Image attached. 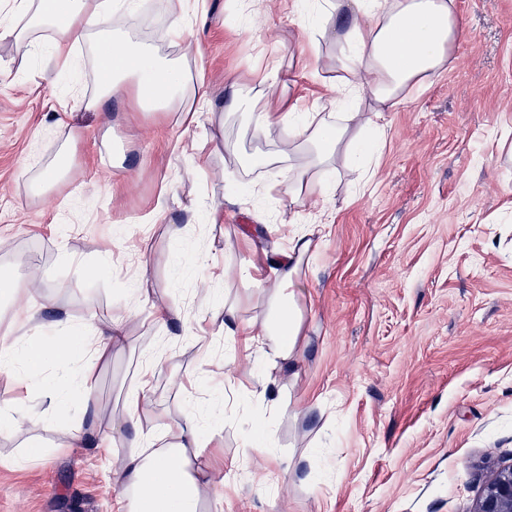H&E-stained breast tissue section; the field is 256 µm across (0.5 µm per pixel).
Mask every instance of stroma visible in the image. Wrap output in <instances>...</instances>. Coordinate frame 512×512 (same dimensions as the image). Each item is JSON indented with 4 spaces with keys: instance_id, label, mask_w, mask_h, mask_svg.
Segmentation results:
<instances>
[{
    "instance_id": "35a3bbf8",
    "label": "stroma",
    "mask_w": 512,
    "mask_h": 512,
    "mask_svg": "<svg viewBox=\"0 0 512 512\" xmlns=\"http://www.w3.org/2000/svg\"><path fill=\"white\" fill-rule=\"evenodd\" d=\"M456 4L464 33L447 67L383 114L371 159L316 169L326 196L293 206L287 183L259 190L274 178L261 161L285 130L253 135L232 103L272 61L308 100L335 83L334 46L323 44L317 76L298 62L288 32L295 0H274L264 15L244 0L187 12L198 55L186 63L212 99L191 125L176 112L138 111L127 89L98 111L80 109L99 81L93 60L62 67L46 31L26 53L0 42V273L45 289L40 326L17 327L12 340L25 350L126 317L127 346L90 380L103 431L146 358L144 433H154L155 415L176 421L186 404L206 409L236 393L234 406L204 421V433L224 438L227 488L212 512H473L486 455L512 460V0ZM168 21V0L112 18L177 57L156 37ZM73 133L74 181L31 201L26 172ZM291 209L326 228L293 284L305 308L302 355L294 369L272 370L222 336L198 338L197 322L222 315L225 302L240 323L261 318L245 270L287 247L291 228L279 218ZM140 273L179 304V319L159 324L133 298ZM266 374L286 413L249 400ZM60 375L52 363L32 377L0 375V409L21 392L40 401L67 391ZM260 417L276 445L241 460ZM92 422L73 402L0 437V512H112L108 461L71 441ZM31 446L42 451L37 466L12 465Z\"/></svg>"
}]
</instances>
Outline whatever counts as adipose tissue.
Here are the masks:
<instances>
[{
  "mask_svg": "<svg viewBox=\"0 0 512 512\" xmlns=\"http://www.w3.org/2000/svg\"><path fill=\"white\" fill-rule=\"evenodd\" d=\"M134 7V0H120L115 7L107 0H13L0 19V39L11 40L24 52L34 33L50 30L57 48L87 44L106 68L96 95L84 103L86 109L98 110L117 90L131 85L143 105L164 111L174 108L183 118L196 121V106L207 97L202 78L127 32L103 25V17L112 9ZM315 11L316 22L300 43L299 54L306 69L318 73L323 60L320 42L329 40L336 46L340 73L335 93L316 102L323 116L316 121L306 118L301 100L287 98L276 65L265 70L258 91L247 101L254 130L276 126L288 130L280 148L264 163L287 170L294 201L304 195H326L327 188L315 179L314 171L339 151L370 153L372 144L364 130L382 113L402 105L408 86L441 70L460 35L456 0H324ZM317 247L313 228H304L289 237L287 249L265 255L262 266L254 267V274L265 270L271 274L262 291L266 314L259 327L239 324L235 307L225 306L218 332L240 344L246 358L275 366L297 362L304 314L291 285ZM126 340L125 319L114 318L91 337L57 339L22 355L14 346L4 345L0 374H11L20 364L36 371L49 358L62 363L75 348H83L85 363L71 396L87 406L94 402L87 383L90 374ZM145 414L136 389L126 395L123 412L113 422L117 428L129 424L135 429L126 454L112 469L117 512H210L211 503L223 498L224 459L204 454L199 415L184 410L179 421L160 425L158 435L149 437L140 429Z\"/></svg>",
  "mask_w": 512,
  "mask_h": 512,
  "instance_id": "obj_1",
  "label": "adipose tissue"
}]
</instances>
